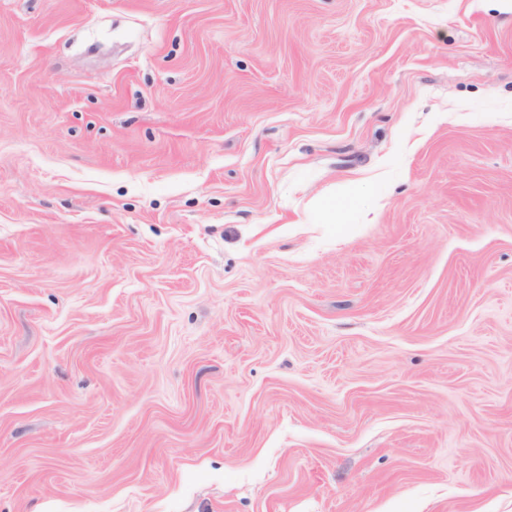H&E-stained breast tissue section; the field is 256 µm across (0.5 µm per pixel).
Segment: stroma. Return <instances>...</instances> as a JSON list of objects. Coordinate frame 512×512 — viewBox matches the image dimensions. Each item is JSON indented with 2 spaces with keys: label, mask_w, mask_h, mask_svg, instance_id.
Listing matches in <instances>:
<instances>
[{
  "label": "stroma",
  "mask_w": 512,
  "mask_h": 512,
  "mask_svg": "<svg viewBox=\"0 0 512 512\" xmlns=\"http://www.w3.org/2000/svg\"><path fill=\"white\" fill-rule=\"evenodd\" d=\"M0 512H512V0H0Z\"/></svg>",
  "instance_id": "stroma-1"
}]
</instances>
